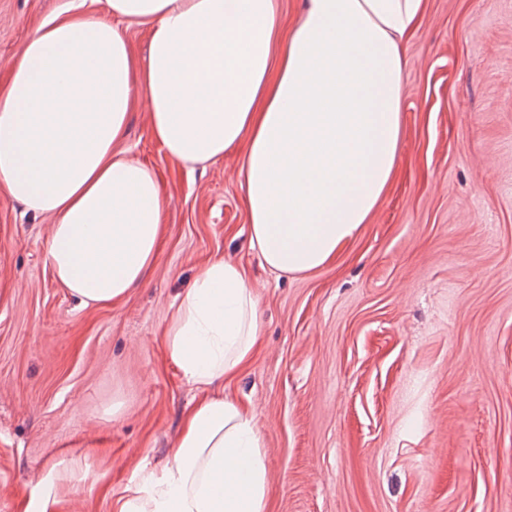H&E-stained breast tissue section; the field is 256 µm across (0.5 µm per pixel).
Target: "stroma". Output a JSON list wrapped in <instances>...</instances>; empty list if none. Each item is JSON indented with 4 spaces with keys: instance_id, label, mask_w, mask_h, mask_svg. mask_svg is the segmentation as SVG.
<instances>
[{
    "instance_id": "obj_1",
    "label": "stroma",
    "mask_w": 512,
    "mask_h": 512,
    "mask_svg": "<svg viewBox=\"0 0 512 512\" xmlns=\"http://www.w3.org/2000/svg\"><path fill=\"white\" fill-rule=\"evenodd\" d=\"M72 0H0V82ZM394 179L334 262L276 276L236 152L188 169L136 99L121 149L170 206L146 281L80 307L52 220L0 190V512H113L201 395L162 333L198 269L244 265L259 352L225 393L264 436L269 512H512V0H426L404 47Z\"/></svg>"
}]
</instances>
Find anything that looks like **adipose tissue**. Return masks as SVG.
I'll return each mask as SVG.
<instances>
[{"label": "adipose tissue", "mask_w": 512, "mask_h": 512, "mask_svg": "<svg viewBox=\"0 0 512 512\" xmlns=\"http://www.w3.org/2000/svg\"><path fill=\"white\" fill-rule=\"evenodd\" d=\"M39 25L0 87V189L52 218L45 261L82 306L108 305L153 267L168 209L154 169L117 152L136 95L183 166L240 159L252 248L272 271L331 262L382 200L402 140L403 47L426 0H103ZM146 26L139 60L125 24ZM264 334L246 268L214 257L163 332L204 395L169 457L116 512H268L263 436L224 392Z\"/></svg>", "instance_id": "adipose-tissue-1"}]
</instances>
